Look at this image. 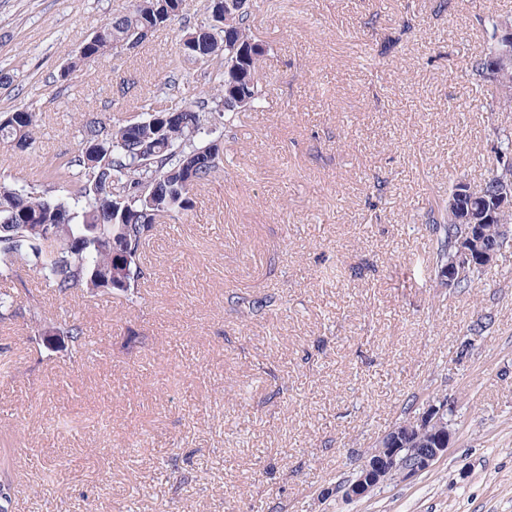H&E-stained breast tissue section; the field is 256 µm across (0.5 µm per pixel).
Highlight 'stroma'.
Instances as JSON below:
<instances>
[{"label":"stroma","instance_id":"obj_1","mask_svg":"<svg viewBox=\"0 0 512 512\" xmlns=\"http://www.w3.org/2000/svg\"><path fill=\"white\" fill-rule=\"evenodd\" d=\"M135 2L0 0L13 78L0 113L41 115L29 153L0 145V179L22 185L76 154L87 117L132 120L144 98L206 89L177 22L58 81ZM491 13L512 15V0L256 12L265 98L225 140L222 171L146 244L140 299L65 300L26 269L0 278L18 295L0 326L13 512H512V246L458 293L436 280L424 219L512 127L462 76ZM31 293L83 323L91 354L31 340ZM445 396L452 436L431 470L324 496L405 408Z\"/></svg>","mask_w":512,"mask_h":512}]
</instances>
